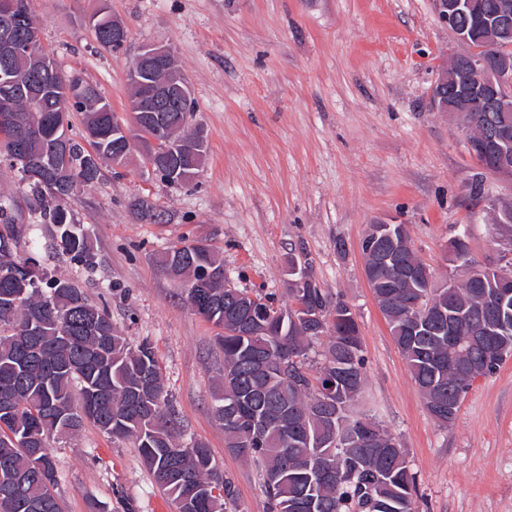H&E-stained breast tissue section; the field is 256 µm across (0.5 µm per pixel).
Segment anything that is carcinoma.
<instances>
[{
  "mask_svg": "<svg viewBox=\"0 0 512 512\" xmlns=\"http://www.w3.org/2000/svg\"><path fill=\"white\" fill-rule=\"evenodd\" d=\"M93 31L102 46L117 49L111 14L100 15ZM6 72L23 88L38 83L44 73L41 55L0 58V76ZM75 84L84 87V96L60 103L62 88ZM101 100L99 90L81 76L61 72L39 101L19 94L14 121L0 122V154L20 172L25 156L52 160L56 128L70 127L69 113L84 114L88 146L68 138L73 183L62 184L53 196L38 179L24 182L41 205L44 223L57 227L56 249L87 267L93 266L89 236L68 216V205L75 198L72 184L91 186L101 175L85 170V157L93 151L110 163L118 150L119 139L112 138L118 117L101 111ZM207 152L205 142L192 153L172 152L166 162L153 165L154 174L166 181L174 167L190 183ZM22 233L0 203V403L8 401V411L0 413V512H35L37 506L40 512H63L49 441L75 435L88 424L138 448L177 512H230L236 487L210 449L198 441L177 442V420L151 344L130 345L107 309L90 304L73 282L47 276L35 254H19ZM400 243L402 261L430 272L409 239ZM363 254L380 309L429 411L462 402L470 386L465 367L478 363L489 374L512 355L510 314L493 345L468 343L471 331L487 319L482 305L499 292L502 276H512V259L482 269L479 278L430 288L425 281L396 277L366 242ZM449 254L452 263H472L463 237L450 242ZM157 266L183 285L188 306L200 307L197 315L221 329L214 336L224 355L214 415L224 428L226 447L254 462L268 512H303L309 500L315 512H414L416 474L396 438L368 415L348 416L366 373L358 324L347 302L333 298L308 274L302 282L288 283L285 308L258 290L226 288L224 260L206 237L171 247ZM295 302L318 311L319 319L296 327L289 317ZM443 311L469 321L455 349L430 321ZM418 321L426 330L413 336ZM324 336L325 362L313 377L309 352ZM255 417L267 421L257 433L247 426ZM327 460L334 473L313 482Z\"/></svg>",
  "mask_w": 512,
  "mask_h": 512,
  "instance_id": "1",
  "label": "carcinoma"
}]
</instances>
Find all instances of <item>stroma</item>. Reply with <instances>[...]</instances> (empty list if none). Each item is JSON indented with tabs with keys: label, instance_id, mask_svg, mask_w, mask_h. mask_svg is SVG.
<instances>
[{
	"label": "stroma",
	"instance_id": "stroma-1",
	"mask_svg": "<svg viewBox=\"0 0 512 512\" xmlns=\"http://www.w3.org/2000/svg\"><path fill=\"white\" fill-rule=\"evenodd\" d=\"M41 44L58 69L97 86L128 119L127 72L140 47H170L195 102L209 152L190 184L161 181L132 160L103 167L70 207L87 231L95 267L54 253L17 170L0 158V200H11L52 277L107 305L132 343L149 340L160 362L181 441L204 442L237 489V512H267L253 462L224 445L213 412L224 357L216 327L195 314L156 265L181 241L208 237L229 280L288 299V265L354 310L366 381L360 411L404 448L418 482L415 512H512V356L472 380L455 419L430 416L363 270L370 224L405 225L435 281L446 280L451 239L465 236L482 266L505 245L488 198L512 182L481 176L456 118L430 107L439 69L456 43L434 0H28ZM108 10L127 29L122 52L100 46L90 24ZM482 180L483 197L470 193ZM147 198L158 214L133 208ZM66 512H156L163 496L137 448L92 426L50 441Z\"/></svg>",
	"mask_w": 512,
	"mask_h": 512
}]
</instances>
